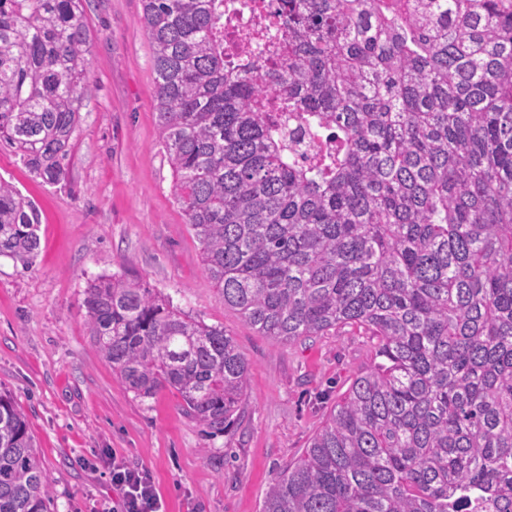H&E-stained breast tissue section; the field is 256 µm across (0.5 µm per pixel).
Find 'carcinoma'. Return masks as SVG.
Segmentation results:
<instances>
[{
  "label": "carcinoma",
  "mask_w": 512,
  "mask_h": 512,
  "mask_svg": "<svg viewBox=\"0 0 512 512\" xmlns=\"http://www.w3.org/2000/svg\"><path fill=\"white\" fill-rule=\"evenodd\" d=\"M175 200L224 304L293 342L366 328L352 382L260 512L512 509V0H279L276 68L224 63V0H142ZM82 0H0V143L63 180L88 94ZM280 87L276 111L264 93ZM331 146L299 158L305 132ZM39 212L0 179V256ZM90 336L134 397L166 388L211 430L248 363L221 326L137 278L87 283ZM23 412L0 394V512H49Z\"/></svg>",
  "instance_id": "obj_1"
}]
</instances>
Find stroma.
<instances>
[{
    "mask_svg": "<svg viewBox=\"0 0 512 512\" xmlns=\"http://www.w3.org/2000/svg\"><path fill=\"white\" fill-rule=\"evenodd\" d=\"M90 90L66 177L41 183L0 145V178L40 211L31 266L0 256V393L26 415L52 481V512H110L113 460L146 469L164 512H259L275 477L374 363L367 329L280 342L225 306L174 196L159 144L142 0H83ZM138 277L224 328L249 365L243 416L206 432L171 389L135 399L93 342L89 279Z\"/></svg>",
    "mask_w": 512,
    "mask_h": 512,
    "instance_id": "35a3bbf8",
    "label": "stroma"
}]
</instances>
